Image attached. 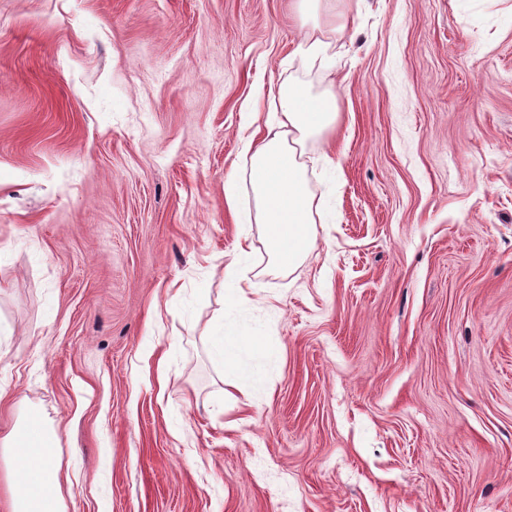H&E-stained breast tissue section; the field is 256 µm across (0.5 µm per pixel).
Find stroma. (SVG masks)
I'll use <instances>...</instances> for the list:
<instances>
[{
	"label": "stroma",
	"instance_id": "35a3bbf8",
	"mask_svg": "<svg viewBox=\"0 0 512 512\" xmlns=\"http://www.w3.org/2000/svg\"><path fill=\"white\" fill-rule=\"evenodd\" d=\"M336 8L306 65L293 0H0V422L67 512H512V0ZM285 81L340 112L288 274L224 200ZM246 253V250L243 245L239 244L238 253L235 256L232 263L227 267V271H225L224 281L225 284H229L230 288L227 289L229 299L232 303L235 304H245L249 302L251 299L249 295H252L256 292V288L253 282L249 279L241 278L238 276L237 266L239 265V260L242 255ZM246 281V286L242 285V281ZM204 341L208 347L212 359L222 365H234L238 350L248 343L255 347L263 344L259 336H247L239 334L236 336L224 335V323L213 325L207 330Z\"/></svg>",
	"mask_w": 512,
	"mask_h": 512
}]
</instances>
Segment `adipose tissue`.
I'll return each instance as SVG.
<instances>
[{
  "instance_id": "ef3b65f1",
  "label": "adipose tissue",
  "mask_w": 512,
  "mask_h": 512,
  "mask_svg": "<svg viewBox=\"0 0 512 512\" xmlns=\"http://www.w3.org/2000/svg\"><path fill=\"white\" fill-rule=\"evenodd\" d=\"M295 3L301 17L315 20L312 32L298 46L299 54L311 62L328 48V35L345 29L350 19L336 12L333 0ZM270 104L275 121L268 124L264 138L245 141L241 168L224 181V198L230 210H237V183L248 180L255 200L254 220L263 227L270 260L288 271L301 264L316 242L313 199L301 160L304 145L334 130L338 98L332 89L315 94L296 84H282ZM204 341L212 359L224 365L234 364L240 348L262 344L256 336L225 335L220 323L208 329ZM16 407L22 419L0 430V459L6 463L0 491L9 499L10 512H66L58 436L25 400H18Z\"/></svg>"
}]
</instances>
